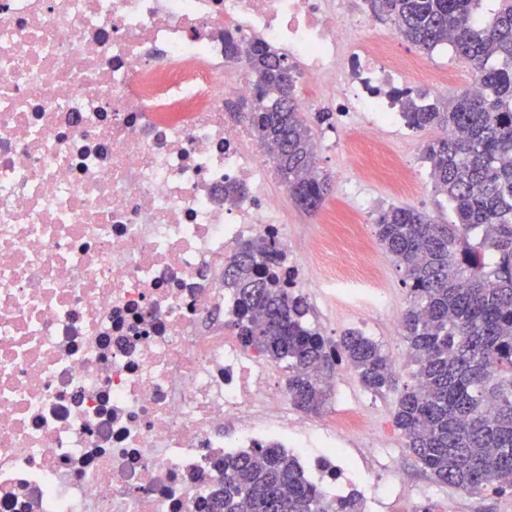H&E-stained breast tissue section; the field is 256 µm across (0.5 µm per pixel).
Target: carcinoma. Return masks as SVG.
<instances>
[{
	"label": "carcinoma",
	"instance_id": "obj_1",
	"mask_svg": "<svg viewBox=\"0 0 512 512\" xmlns=\"http://www.w3.org/2000/svg\"><path fill=\"white\" fill-rule=\"evenodd\" d=\"M481 0H370L404 40L431 52L451 41L474 69L480 93L464 90L444 107L401 101L414 129L446 128L423 147L435 186L455 221L438 224L415 208L378 212L381 248L403 272V318L414 382L397 399L394 423L418 462L444 484L478 493L512 490V0L487 15ZM255 96L247 119L295 203L318 211L330 192L315 179V142L288 65L264 45L248 54ZM275 239L244 242L224 266L237 300L243 344L288 369L301 409L317 407L327 372L346 360L375 393L396 380L379 343L350 331L335 344L311 326L305 298L284 287ZM224 479L207 512H358L354 497L330 493L273 446L224 458Z\"/></svg>",
	"mask_w": 512,
	"mask_h": 512
}]
</instances>
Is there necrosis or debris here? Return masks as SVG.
Wrapping results in <instances>:
<instances>
[{"label":"necrosis or debris","mask_w":512,"mask_h":512,"mask_svg":"<svg viewBox=\"0 0 512 512\" xmlns=\"http://www.w3.org/2000/svg\"><path fill=\"white\" fill-rule=\"evenodd\" d=\"M364 0H0V512H204L218 463L310 454L271 362L231 328L224 264L288 248L269 149L231 102L267 44L336 128L406 129L429 69L372 28ZM350 230L280 258L290 291L387 303ZM318 479L380 512L349 477L343 427L319 425Z\"/></svg>","instance_id":"1"}]
</instances>
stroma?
<instances>
[{
	"label": "stroma",
	"instance_id": "stroma-1",
	"mask_svg": "<svg viewBox=\"0 0 512 512\" xmlns=\"http://www.w3.org/2000/svg\"><path fill=\"white\" fill-rule=\"evenodd\" d=\"M432 57L433 70L448 72L451 81L448 87L441 89L433 88L431 83H423L418 93L424 102L447 103L448 99L469 89L475 82V71L455 53L438 48ZM433 137L434 132L430 129L414 131L408 139L395 132L378 135L379 141L411 169L415 180L412 188L397 190L382 179L365 181L361 184V202L357 205L335 188L329 193L324 207L312 215L300 209L294 201H287L288 244L293 257H300L307 243L322 233L326 218L338 212H350L354 223L361 226L370 240L375 237L374 224L379 210L392 205L417 208L440 222L452 221L448 202L436 193L430 177V164L423 154L425 142ZM370 147V142L357 144L343 135L331 145L320 140L316 143V163L329 179L341 176L351 180L355 174L347 165L348 154L366 151ZM369 257L375 262L388 294L387 306L378 321L373 326L360 328L355 312L316 300L310 307V323L335 342L346 332L362 329L364 335L377 341L389 354L399 385H409L413 382L416 366L409 358L401 328L402 317L410 304L408 289L401 272L381 247H374ZM331 376L335 384L330 388L324 405L303 411L305 426L312 427L319 422L329 424L347 417L349 409H357L361 420L349 439L351 453L360 466L370 472L382 469L395 479L406 480L410 499L419 512L431 506L439 508L440 512H512V491L489 489L473 494L437 482L421 466L411 450L406 448L403 436L394 425L396 391H368L362 386L356 371L342 362L335 364Z\"/></svg>",
	"mask_w": 512,
	"mask_h": 512
}]
</instances>
